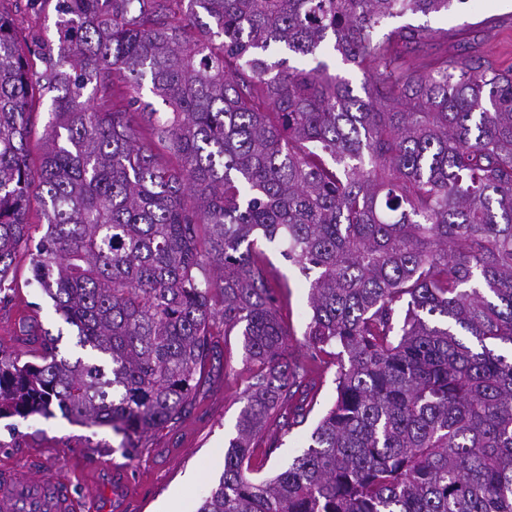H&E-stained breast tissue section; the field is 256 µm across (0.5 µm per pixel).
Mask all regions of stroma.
<instances>
[{
  "mask_svg": "<svg viewBox=\"0 0 512 512\" xmlns=\"http://www.w3.org/2000/svg\"><path fill=\"white\" fill-rule=\"evenodd\" d=\"M486 20L493 27L481 52L502 67L512 66V0H453L447 13L414 16L410 22L457 32L479 29ZM265 250L282 275L276 295L279 313L290 329L286 357L305 361L310 285L281 257L279 243L266 244ZM14 275L13 297L0 303V344L27 361L33 350L21 339L20 319L36 316L53 332L59 318L50 298L33 280L26 251L17 253ZM216 343L220 357L202 368L201 388L192 407L181 418L150 432L132 456L118 452L120 438L106 427L74 425L59 415L12 417L0 419V466L43 477L66 476L82 496L79 512H108L120 468L127 478L122 493L125 512H196L202 496L224 471V454L236 434L251 381L241 337L220 335ZM335 379V363L323 365L312 377L315 397L307 421L287 433L270 428L269 438L278 439L279 445L263 459L264 473H274L307 449L317 421L336 398Z\"/></svg>",
  "mask_w": 512,
  "mask_h": 512,
  "instance_id": "1",
  "label": "stroma"
}]
</instances>
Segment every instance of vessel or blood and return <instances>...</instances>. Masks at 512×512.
<instances>
[{
  "label": "vessel or blood",
  "instance_id": "obj_1",
  "mask_svg": "<svg viewBox=\"0 0 512 512\" xmlns=\"http://www.w3.org/2000/svg\"><path fill=\"white\" fill-rule=\"evenodd\" d=\"M76 504L67 479L19 471L0 477V512H74Z\"/></svg>",
  "mask_w": 512,
  "mask_h": 512
}]
</instances>
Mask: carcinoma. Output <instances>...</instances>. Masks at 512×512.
Wrapping results in <instances>:
<instances>
[{
	"label": "carcinoma",
	"mask_w": 512,
	"mask_h": 512,
	"mask_svg": "<svg viewBox=\"0 0 512 512\" xmlns=\"http://www.w3.org/2000/svg\"><path fill=\"white\" fill-rule=\"evenodd\" d=\"M450 2L56 0L55 40L0 11V302L24 248L79 347L20 319L41 351L0 346V419L57 410L130 454L191 404L220 324L254 383L196 512H512V68L420 52L446 29L375 37ZM275 241L336 399L262 475L269 424L308 412ZM266 255L283 277L276 289L279 313L290 329L286 357L303 362L307 357V327L311 318L309 306L310 285L298 270L280 256V244L266 243Z\"/></svg>",
	"instance_id": "cac0c4a2"
}]
</instances>
